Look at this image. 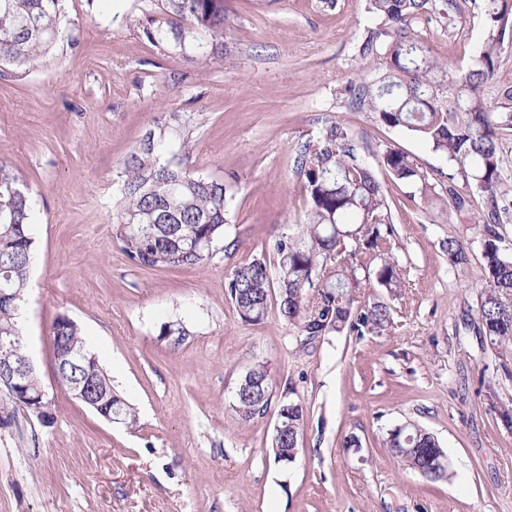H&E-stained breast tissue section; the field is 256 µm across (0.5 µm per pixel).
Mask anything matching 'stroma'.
<instances>
[{
  "label": "stroma",
  "instance_id": "1",
  "mask_svg": "<svg viewBox=\"0 0 512 512\" xmlns=\"http://www.w3.org/2000/svg\"><path fill=\"white\" fill-rule=\"evenodd\" d=\"M451 24L418 26L438 60L463 71L484 30L472 0ZM222 54L153 42L140 25L158 0H62L60 35L33 66H0V159L35 213V258L23 317L26 351L50 402L48 422L0 391V512H512V348L477 333L482 263L475 229L448 224L384 179L406 286L368 281L359 301L388 300L383 336L329 332L305 343L270 309L244 321L228 296L237 266L277 261L276 241L305 214L297 149L326 122L347 128L376 165L385 146L415 156L436 191L451 171L425 144L380 126L353 90L378 77L361 45L379 22L368 0H224ZM170 112L191 115L190 166L223 177L233 207L210 259L134 266L112 238L127 153ZM469 251L448 263V239ZM74 320L112 389L137 411L110 423L52 377V324ZM187 331L160 339L166 321ZM273 379V408L242 421L231 409L254 364ZM301 400L294 463L269 452L277 406ZM408 423L448 457L431 480L403 469L384 442Z\"/></svg>",
  "mask_w": 512,
  "mask_h": 512
}]
</instances>
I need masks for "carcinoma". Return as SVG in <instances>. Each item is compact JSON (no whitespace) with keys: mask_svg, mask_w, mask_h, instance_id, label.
Instances as JSON below:
<instances>
[{"mask_svg":"<svg viewBox=\"0 0 512 512\" xmlns=\"http://www.w3.org/2000/svg\"><path fill=\"white\" fill-rule=\"evenodd\" d=\"M62 0H0V64L31 65L46 55L58 33ZM172 18L169 29L142 26L145 36L166 40L183 54L201 56L224 49V0H160ZM370 12L383 18L372 30L362 53L383 57L386 70L358 89L376 122L404 129L425 142L456 168L448 175L446 195L435 189L409 154L385 146L378 165L399 182L415 187L419 198L444 212L448 221L472 213L474 195L484 208L474 217L481 247L480 322L493 345L512 343V254L497 227L512 217V201L501 190L504 176L498 133L512 128L511 112H496L484 97L505 40H512V0H481L485 39L471 68L458 76L441 64L418 34L416 24L433 12L453 22L458 0H370ZM211 42L198 41L197 33ZM192 117L171 112L123 161L115 239L131 262L149 268L192 267L207 261L214 242L224 235L232 197L224 181L192 172L187 161ZM170 151L161 162L159 152ZM305 177L307 209L301 231L275 244V271L255 258L235 269L228 293L240 318L258 323L267 318L272 296L280 314L299 325L306 340L347 328L359 336H382L393 324L391 306L381 300L354 306L353 288L374 279L388 295L406 287L399 264L392 260L393 214L380 182L358 155L347 129L329 122L314 145L302 146L295 158ZM34 213L13 167L0 160V337L21 335L19 302L28 288L34 256ZM468 261L464 243L448 238V262ZM52 335L61 349L88 352L78 325L59 316ZM63 381L85 383L95 393L112 395V417L126 426L136 411L112 393V381L100 364L67 366ZM274 396L271 376L253 365L235 387L233 410L250 421L264 416ZM305 409L299 401L279 407L270 452L276 463L298 450ZM393 455L413 471L443 452L430 432L415 425L397 427L385 440ZM409 452H403V449Z\"/></svg>","mask_w":512,"mask_h":512,"instance_id":"1","label":"carcinoma"}]
</instances>
